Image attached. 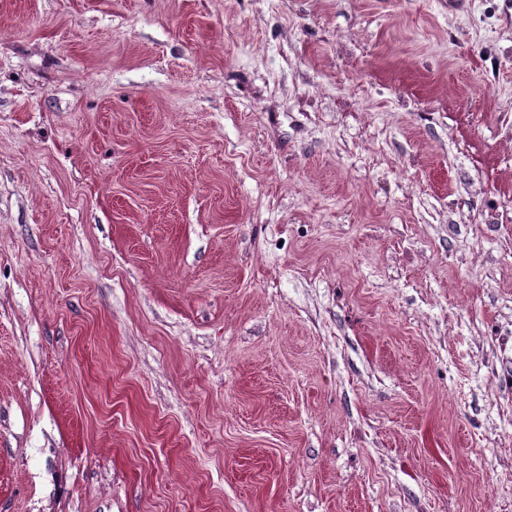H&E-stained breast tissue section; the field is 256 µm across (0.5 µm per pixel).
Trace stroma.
I'll use <instances>...</instances> for the list:
<instances>
[{
  "label": "stroma",
  "instance_id": "35a3bbf8",
  "mask_svg": "<svg viewBox=\"0 0 512 512\" xmlns=\"http://www.w3.org/2000/svg\"><path fill=\"white\" fill-rule=\"evenodd\" d=\"M0 512H512V0H0Z\"/></svg>",
  "mask_w": 512,
  "mask_h": 512
}]
</instances>
